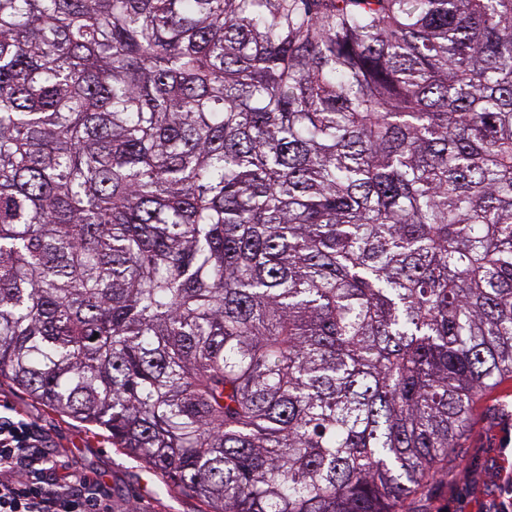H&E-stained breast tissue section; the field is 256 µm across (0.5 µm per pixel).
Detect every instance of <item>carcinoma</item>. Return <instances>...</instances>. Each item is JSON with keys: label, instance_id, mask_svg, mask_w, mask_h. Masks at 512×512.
Instances as JSON below:
<instances>
[{"label": "carcinoma", "instance_id": "carcinoma-1", "mask_svg": "<svg viewBox=\"0 0 512 512\" xmlns=\"http://www.w3.org/2000/svg\"><path fill=\"white\" fill-rule=\"evenodd\" d=\"M207 512H406L512 379V0H0V378Z\"/></svg>", "mask_w": 512, "mask_h": 512}]
</instances>
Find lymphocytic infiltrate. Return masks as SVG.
I'll use <instances>...</instances> for the list:
<instances>
[{"instance_id": "1", "label": "lymphocytic infiltrate", "mask_w": 512, "mask_h": 512, "mask_svg": "<svg viewBox=\"0 0 512 512\" xmlns=\"http://www.w3.org/2000/svg\"><path fill=\"white\" fill-rule=\"evenodd\" d=\"M0 512H114L98 476L65 470L16 409L0 410Z\"/></svg>"}]
</instances>
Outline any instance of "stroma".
Segmentation results:
<instances>
[{
	"instance_id": "35a3bbf8",
	"label": "stroma",
	"mask_w": 512,
	"mask_h": 512,
	"mask_svg": "<svg viewBox=\"0 0 512 512\" xmlns=\"http://www.w3.org/2000/svg\"><path fill=\"white\" fill-rule=\"evenodd\" d=\"M22 411L47 442L50 454L100 476L115 512H204L196 498L168 492L160 474L113 447L103 430L61 415L8 379L0 403ZM512 479V380L477 402L470 427L446 475L429 482L409 503L410 512H496Z\"/></svg>"
}]
</instances>
